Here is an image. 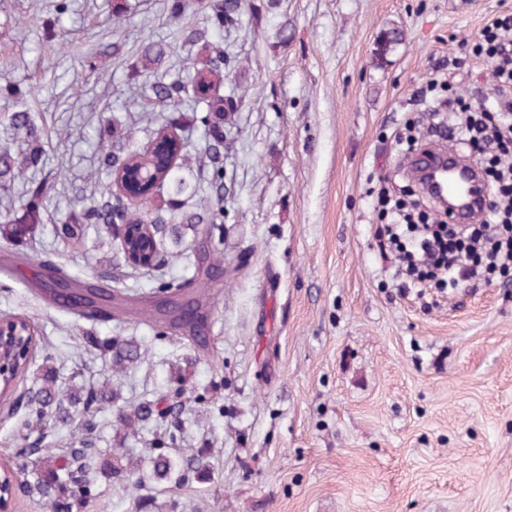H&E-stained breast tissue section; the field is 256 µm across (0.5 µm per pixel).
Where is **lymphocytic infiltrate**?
<instances>
[{"label": "lymphocytic infiltrate", "mask_w": 512, "mask_h": 512, "mask_svg": "<svg viewBox=\"0 0 512 512\" xmlns=\"http://www.w3.org/2000/svg\"><path fill=\"white\" fill-rule=\"evenodd\" d=\"M486 62L498 94L495 108L464 95L449 94L446 114L431 111L433 129L449 128L461 151L472 153L497 199L478 224H451L432 214L423 198L420 211L381 196L386 219L377 233L381 259L402 275L401 288H479L490 275L512 270V17L493 20L472 48Z\"/></svg>", "instance_id": "lymphocytic-infiltrate-1"}]
</instances>
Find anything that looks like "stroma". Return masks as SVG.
<instances>
[{"label":"stroma","instance_id":"stroma-1","mask_svg":"<svg viewBox=\"0 0 512 512\" xmlns=\"http://www.w3.org/2000/svg\"><path fill=\"white\" fill-rule=\"evenodd\" d=\"M0 0V143L41 147L39 163L0 189V212L24 220L40 184L30 237L0 239V315L36 329V349L0 404V462L22 466L18 512H51L40 491L44 456L92 448L91 493L71 512H512V279L432 307L400 296L375 247L380 182L411 184L392 132L446 78L492 97L477 61L439 73L512 0H243L236 23L207 21L211 0ZM221 43L233 99L224 126V221L208 231L167 224L163 261L128 264L100 225L64 236L78 199H114L102 173L110 142L130 149L162 132L186 148L194 181L205 138L198 101L146 99L133 66L154 42L177 50L154 75H185L190 30ZM402 39L383 47L387 31ZM22 101L33 135L14 130ZM71 280L111 285L122 309L93 322L49 307L33 288L35 260ZM220 273L206 288L208 350L161 337L142 312L161 284ZM137 361L115 372L120 348ZM56 375L71 416L37 420L28 390ZM112 399L84 413L78 389ZM153 404L145 426L122 414ZM180 461V481L156 480L153 460Z\"/></svg>","mask_w":512,"mask_h":512}]
</instances>
